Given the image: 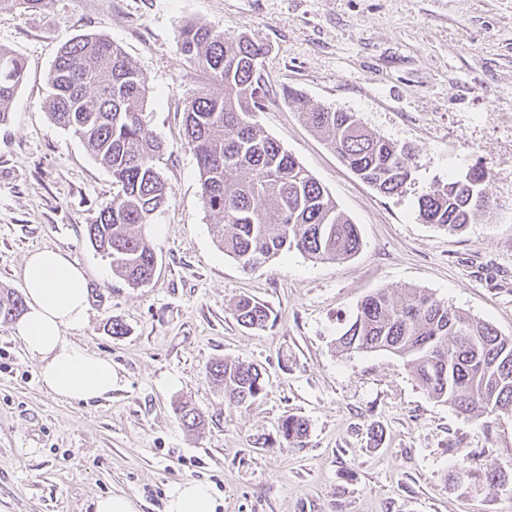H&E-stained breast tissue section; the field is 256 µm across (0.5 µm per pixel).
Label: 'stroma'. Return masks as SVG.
Instances as JSON below:
<instances>
[{
  "label": "stroma",
  "instance_id": "35a3bbf8",
  "mask_svg": "<svg viewBox=\"0 0 512 512\" xmlns=\"http://www.w3.org/2000/svg\"><path fill=\"white\" fill-rule=\"evenodd\" d=\"M190 21L269 47L256 120L357 224L354 257L291 251L247 273L217 248L184 145L185 106L207 81L178 49ZM88 33L142 71L149 127L167 146L157 267L139 288L113 276L87 237L112 198L111 173L48 116L56 55ZM0 46L27 70L0 125V288L22 290L31 252L63 253L94 292L66 337L113 373L110 397H56L14 322L0 321V512H95L110 494L164 512L187 480L212 486L216 512H512V491L451 480L463 455L473 471L512 474V417L479 424L430 397L401 358L337 345L379 288L424 290L512 336V0H45L0 11ZM286 87L411 146L405 192L356 177L300 122ZM476 165L490 172V210L455 235L422 223L419 197ZM244 295L270 310L265 329L237 322ZM114 319L125 335L109 331ZM224 358L268 377L250 407H230L208 380ZM184 398L205 415L197 430L181 423ZM290 415L308 423L302 441L278 431Z\"/></svg>",
  "mask_w": 512,
  "mask_h": 512
}]
</instances>
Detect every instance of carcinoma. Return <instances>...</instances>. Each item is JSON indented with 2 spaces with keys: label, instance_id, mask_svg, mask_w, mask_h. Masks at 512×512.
I'll return each mask as SVG.
<instances>
[{
  "label": "carcinoma",
  "instance_id": "1",
  "mask_svg": "<svg viewBox=\"0 0 512 512\" xmlns=\"http://www.w3.org/2000/svg\"><path fill=\"white\" fill-rule=\"evenodd\" d=\"M43 2L0 0V11L36 12ZM177 39L185 59L224 90L216 94L200 87L184 110V142L198 165L203 203L217 217L210 225L217 246L245 271L291 250L316 260L354 256L362 245L357 225L254 120L265 98L261 70L269 49L245 33L229 34L200 21L180 27ZM25 76L23 59L0 47V124L8 122L9 105ZM47 86L50 119L78 136L112 175L115 193L88 225L89 241L113 275L142 286L156 267L142 227L153 223L169 194L158 166L165 144L148 128L145 77L119 45L86 34L60 48ZM283 95L362 181L385 195L404 191L412 176L407 146L371 132L353 112L311 106L290 88ZM488 178L487 168L474 166L420 196V220L450 234L463 231L475 212L490 208ZM405 296L400 301L387 288L367 295L338 347L348 353L387 351L403 359L429 396L475 420L512 415V336L422 291L408 289ZM24 309L21 295L0 291L1 321ZM235 314L247 328L263 329L270 319L269 310L248 297L238 299ZM207 376L224 387V398L235 407L253 402L265 389L262 372L239 361L217 360ZM179 412L189 430L204 422L188 401ZM307 429L296 416L279 426L287 442L302 439ZM473 479L490 489L509 483L496 468Z\"/></svg>",
  "mask_w": 512,
  "mask_h": 512
}]
</instances>
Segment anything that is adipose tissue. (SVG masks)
Segmentation results:
<instances>
[{"instance_id":"adipose-tissue-1","label":"adipose tissue","mask_w":512,"mask_h":512,"mask_svg":"<svg viewBox=\"0 0 512 512\" xmlns=\"http://www.w3.org/2000/svg\"><path fill=\"white\" fill-rule=\"evenodd\" d=\"M27 310L16 324L26 350L41 360L40 379L52 394L90 401L112 391V362L65 337L84 326L88 285L83 271L53 250L28 255L22 272ZM209 485L185 481L167 494L165 512H215Z\"/></svg>"}]
</instances>
